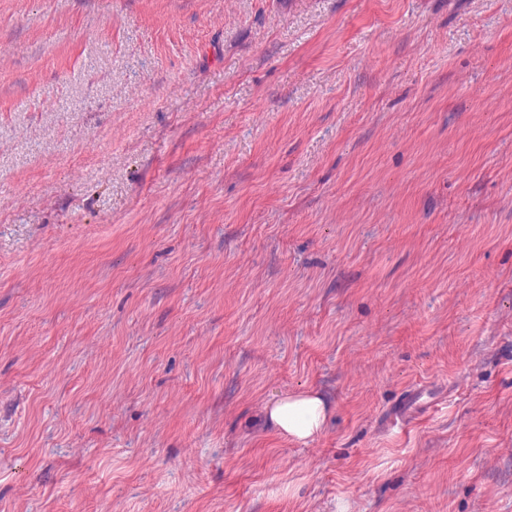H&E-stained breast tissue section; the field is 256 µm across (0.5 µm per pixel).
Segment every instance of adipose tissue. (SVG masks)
Instances as JSON below:
<instances>
[{
    "mask_svg": "<svg viewBox=\"0 0 512 512\" xmlns=\"http://www.w3.org/2000/svg\"><path fill=\"white\" fill-rule=\"evenodd\" d=\"M268 424L290 440L305 443L318 437L329 417V404L318 393L300 392L272 397L264 407Z\"/></svg>",
    "mask_w": 512,
    "mask_h": 512,
    "instance_id": "obj_1",
    "label": "adipose tissue"
}]
</instances>
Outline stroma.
<instances>
[{"mask_svg":"<svg viewBox=\"0 0 512 512\" xmlns=\"http://www.w3.org/2000/svg\"><path fill=\"white\" fill-rule=\"evenodd\" d=\"M0 512H512V0H0ZM268 424L285 438L306 443L318 437L329 417V404L320 393L273 396L264 407Z\"/></svg>","mask_w":512,"mask_h":512,"instance_id":"35a3bbf8","label":"stroma"}]
</instances>
